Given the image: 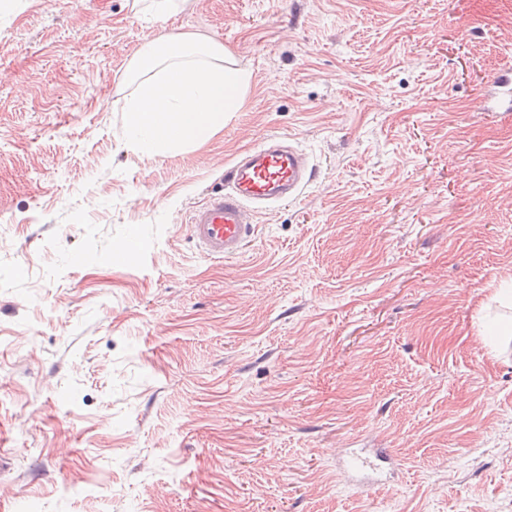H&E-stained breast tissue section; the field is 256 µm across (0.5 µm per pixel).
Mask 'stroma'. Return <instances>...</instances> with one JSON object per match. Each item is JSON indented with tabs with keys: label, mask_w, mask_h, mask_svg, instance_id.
Listing matches in <instances>:
<instances>
[{
	"label": "stroma",
	"mask_w": 512,
	"mask_h": 512,
	"mask_svg": "<svg viewBox=\"0 0 512 512\" xmlns=\"http://www.w3.org/2000/svg\"><path fill=\"white\" fill-rule=\"evenodd\" d=\"M512 0H16L0 13V512H512ZM153 31L223 42L238 112L124 138ZM315 177L231 259L189 218L268 137ZM386 448L394 485L336 466ZM179 2L187 0H133L132 9L135 10V15H143L145 18L167 17L177 13Z\"/></svg>",
	"instance_id": "1"
}]
</instances>
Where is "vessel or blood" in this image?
<instances>
[{
    "label": "vessel or blood",
    "instance_id": "1",
    "mask_svg": "<svg viewBox=\"0 0 512 512\" xmlns=\"http://www.w3.org/2000/svg\"><path fill=\"white\" fill-rule=\"evenodd\" d=\"M313 169L306 155L291 146L268 140L240 154L224 170V188L194 210L190 231L210 258L240 254L254 237L255 210L271 202L299 198L311 182Z\"/></svg>",
    "mask_w": 512,
    "mask_h": 512
}]
</instances>
